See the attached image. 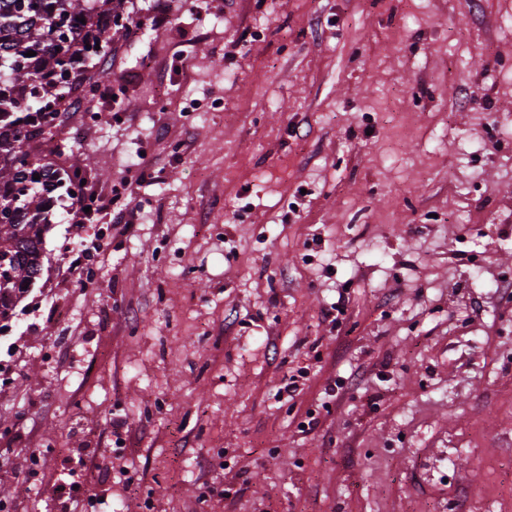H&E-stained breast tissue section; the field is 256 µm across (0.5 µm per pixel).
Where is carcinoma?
<instances>
[{"mask_svg": "<svg viewBox=\"0 0 512 512\" xmlns=\"http://www.w3.org/2000/svg\"><path fill=\"white\" fill-rule=\"evenodd\" d=\"M122 17L124 0H0V322L39 278L52 206L80 200L83 177L35 145L59 134L73 93L93 89L76 62L105 57Z\"/></svg>", "mask_w": 512, "mask_h": 512, "instance_id": "carcinoma-1", "label": "carcinoma"}]
</instances>
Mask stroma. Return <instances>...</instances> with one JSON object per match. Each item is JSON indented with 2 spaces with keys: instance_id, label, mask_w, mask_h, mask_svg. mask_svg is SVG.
I'll list each match as a JSON object with an SVG mask.
<instances>
[{
  "instance_id": "stroma-1",
  "label": "stroma",
  "mask_w": 512,
  "mask_h": 512,
  "mask_svg": "<svg viewBox=\"0 0 512 512\" xmlns=\"http://www.w3.org/2000/svg\"><path fill=\"white\" fill-rule=\"evenodd\" d=\"M147 7L45 150L133 221L53 209L0 331L9 502L61 512L80 453L112 512H512V0ZM74 464V467H63V472L59 474L50 488L51 498L62 504L74 501V498L83 491L81 478L86 465L85 460L77 456L74 458ZM74 486H78V489H74Z\"/></svg>"
}]
</instances>
